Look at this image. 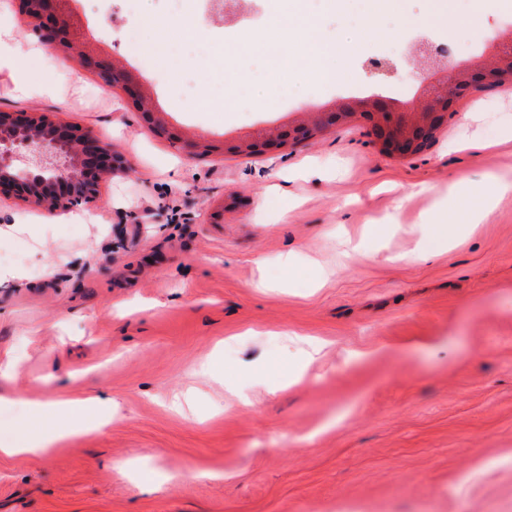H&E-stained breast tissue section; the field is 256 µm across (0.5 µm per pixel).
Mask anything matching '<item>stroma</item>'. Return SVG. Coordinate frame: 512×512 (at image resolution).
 <instances>
[{
  "mask_svg": "<svg viewBox=\"0 0 512 512\" xmlns=\"http://www.w3.org/2000/svg\"><path fill=\"white\" fill-rule=\"evenodd\" d=\"M433 2L388 0L317 33L406 55L425 28L474 59L512 29V0H450L439 22ZM158 9L78 0L75 29L142 75L176 132L220 146L297 118L309 94L373 86L356 53L318 85L298 57L274 96L251 84L249 55L233 65L247 111L209 106L223 24L199 20L206 55H178L188 38L159 29ZM50 66L53 91L23 96L1 65L0 111L90 128L131 166L58 215L0 197V364L16 365L0 376V441L54 436L56 400L97 398L112 420L48 456H0V512H512V193L467 221L493 179L512 180V84L460 98L408 158L382 155L361 120L262 156L192 158L76 58L50 49L23 73ZM424 223L458 234L406 261Z\"/></svg>",
  "mask_w": 512,
  "mask_h": 512,
  "instance_id": "35a3bbf8",
  "label": "stroma"
}]
</instances>
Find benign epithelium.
Instances as JSON below:
<instances>
[{
    "mask_svg": "<svg viewBox=\"0 0 512 512\" xmlns=\"http://www.w3.org/2000/svg\"><path fill=\"white\" fill-rule=\"evenodd\" d=\"M67 0H20V13L35 23L45 45L69 52L86 71L112 73L121 78L126 97L140 108L142 121L161 136L181 143L188 155L207 154L212 144L182 139L165 123L162 113L144 106L147 92L137 72L117 69L114 60L100 52L79 49L73 39L74 24ZM489 62L473 65L453 55L434 56L429 44L414 41L411 58L424 75L414 102H400L370 92L314 106L308 118L279 125L275 133L224 142V151L245 157L274 152L288 144L305 143L347 123L365 120L380 151L405 158L420 153L409 144L418 132L438 131L448 123L454 101L473 96L502 82L512 81V44L499 34L486 36ZM129 162L101 144L90 130L62 119L21 112L0 113V193L12 192L49 211L71 209L94 198L101 182L125 171Z\"/></svg>",
    "mask_w": 512,
    "mask_h": 512,
    "instance_id": "1",
    "label": "benign epithelium"
}]
</instances>
